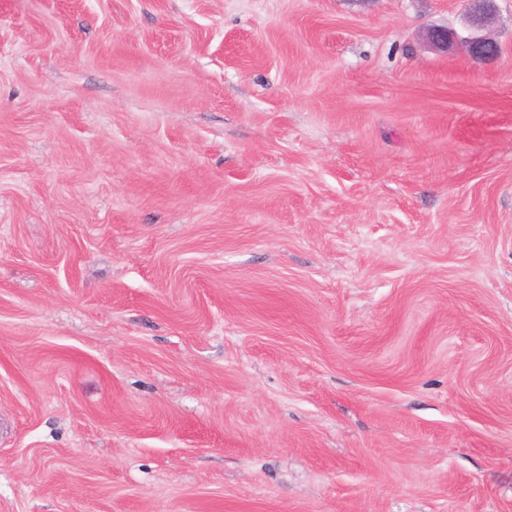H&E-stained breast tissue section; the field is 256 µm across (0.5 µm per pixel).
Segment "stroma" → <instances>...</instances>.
<instances>
[{"label": "stroma", "mask_w": 512, "mask_h": 512, "mask_svg": "<svg viewBox=\"0 0 512 512\" xmlns=\"http://www.w3.org/2000/svg\"><path fill=\"white\" fill-rule=\"evenodd\" d=\"M496 6L0 0V512H512ZM465 25L468 35L464 43L472 59L489 62L497 59L501 53L499 43L485 31L494 23L496 17L495 0H466Z\"/></svg>", "instance_id": "stroma-1"}]
</instances>
